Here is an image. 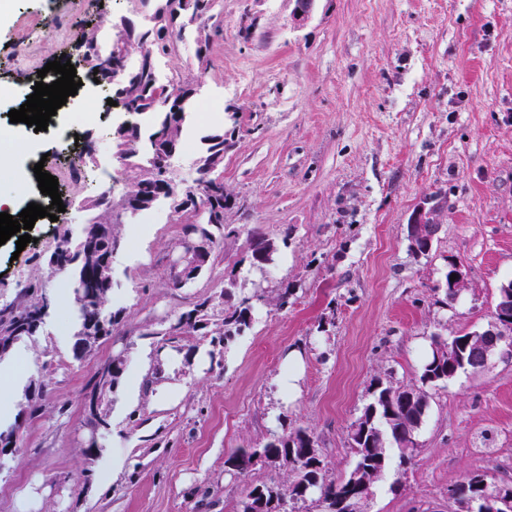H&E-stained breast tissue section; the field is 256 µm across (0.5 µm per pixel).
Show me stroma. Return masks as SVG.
<instances>
[{"mask_svg": "<svg viewBox=\"0 0 512 512\" xmlns=\"http://www.w3.org/2000/svg\"><path fill=\"white\" fill-rule=\"evenodd\" d=\"M158 0H15L0 20V129L24 140L29 172L19 208L49 206L36 163L60 175V157L91 143L120 194L115 156L130 117L98 99L101 118L77 123V92L46 130L11 123L38 72L73 51L85 20L108 50L122 19L143 27ZM292 0H219L214 21H185L161 80H193L195 93L172 162L177 187L196 178L205 136L220 133L225 223L238 237L183 287H171L166 257L182 236L170 200L119 228L107 310L120 312L110 339L75 355L74 275L46 276L60 236L79 242L96 195L62 178L58 221L38 219L31 243L0 245V303L46 280L61 297L36 336L9 362L20 374L11 412L19 442L0 461V512H236L247 485L284 483L257 462L247 478L224 470L235 449L302 427L313 435L327 478L356 462L349 433L376 381L419 384L431 337L488 327L498 289L512 279V0H312L295 21ZM221 23L207 70L197 40ZM441 197L442 229L426 256L408 250L415 208ZM277 251L251 264L250 238ZM456 262L467 289L455 301L440 283ZM268 296L289 287L287 308L262 310L226 352L200 333L168 337L200 303L220 309L224 285ZM124 371L100 404L110 428L91 448L82 393L100 365ZM300 393L289 398L291 373ZM428 408L408 464L390 463L364 512H454L448 491L480 473L512 482V345L480 371L428 386Z\"/></svg>", "mask_w": 512, "mask_h": 512, "instance_id": "35a3bbf8", "label": "stroma"}]
</instances>
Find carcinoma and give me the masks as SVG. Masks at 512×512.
Returning <instances> with one entry per match:
<instances>
[{
	"label": "carcinoma",
	"mask_w": 512,
	"mask_h": 512,
	"mask_svg": "<svg viewBox=\"0 0 512 512\" xmlns=\"http://www.w3.org/2000/svg\"><path fill=\"white\" fill-rule=\"evenodd\" d=\"M217 0H163L150 17V25L137 31L134 25L121 19L124 34L112 41L107 53L99 51L94 25H83L76 33L75 40L83 49V57L76 60L77 66L89 75H97L99 84L115 90L127 110L135 115L154 114L151 132L144 136L136 124L130 132L118 133L116 153L126 161L123 180L124 189L115 197L112 188H107L98 197L83 201V207L93 212L83 229L78 244L73 246L64 239L65 262L62 268L47 261L48 274L54 275L68 269H75L74 294L78 304L80 330L76 348L86 352L102 339L112 336L118 323L119 313L108 314L103 321H89L87 314L95 310L106 312L108 295L113 288L112 277L101 271L110 251L120 243L119 225L133 219L137 214L150 209L162 198L175 203L176 210L186 216L184 235L177 247L185 253L189 245L203 241L215 254L224 247V240L239 234V229L224 223V207L231 194L224 187L220 168L224 165V135L210 134L204 137L206 148L199 158V177L195 186L177 190L171 174V161L180 151L182 123L186 115V104L194 94L193 84L180 79L175 83L163 84L159 81L154 58L168 55L174 43L181 38L176 30L175 18L184 14L190 20L213 19ZM140 53L139 63L124 67V73L117 81H112L103 72L101 62L121 57L125 60ZM208 202L211 210L205 214L206 223L213 226V234L197 227L195 202ZM276 247L261 235L252 236L251 258L253 265L262 269L273 260ZM290 291L284 288L277 292L274 301L254 293L244 296L238 302L226 305L217 312L220 323L210 332L212 346L227 347L234 337L242 335L254 321V312L259 303L282 309L288 305ZM55 303V298L39 281L21 288L16 298L8 303H0V358L10 352L13 345L24 336L39 333L37 316L46 303ZM205 304L182 314L170 326L169 335L197 331L206 327L201 309ZM462 366L448 369V362H437L435 353H430L422 366L421 384L445 382L454 377ZM122 375V360L112 359V363L102 366L88 383L85 395L101 402V398L114 390ZM416 413V404L402 402L397 389L377 381L371 401L364 407L362 415L353 424L349 438L356 451L359 463L363 466L360 479L374 482L385 470L388 463L387 445L397 442L395 429L403 420ZM312 435L298 428L286 436H274L259 448H238L224 460L225 470L238 478L248 474L255 461L263 460L269 465L278 466L286 473L288 482L283 485L254 486L251 501L239 502L237 512H288L291 502H304L311 495H319L324 512H348L344 500L351 493V479L339 482L328 481L323 473L320 458L308 454V443Z\"/></svg>",
	"instance_id": "cac0c4a2"
}]
</instances>
